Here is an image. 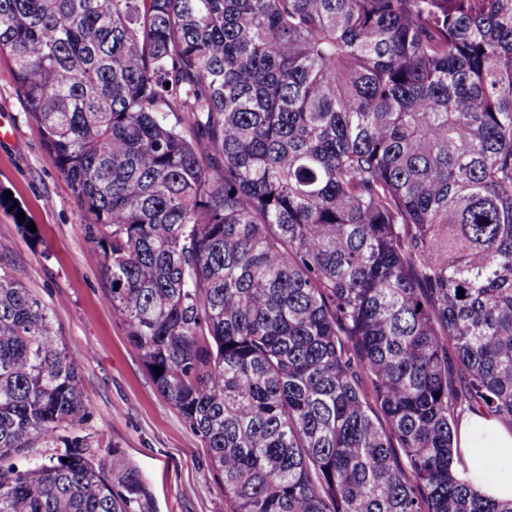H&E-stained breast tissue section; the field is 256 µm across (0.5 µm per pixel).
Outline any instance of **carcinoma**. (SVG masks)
Masks as SVG:
<instances>
[{
    "mask_svg": "<svg viewBox=\"0 0 512 512\" xmlns=\"http://www.w3.org/2000/svg\"><path fill=\"white\" fill-rule=\"evenodd\" d=\"M4 53L233 512H512L452 467L512 425V0H0ZM82 363L0 264V512H152Z\"/></svg>",
    "mask_w": 512,
    "mask_h": 512,
    "instance_id": "carcinoma-1",
    "label": "carcinoma"
}]
</instances>
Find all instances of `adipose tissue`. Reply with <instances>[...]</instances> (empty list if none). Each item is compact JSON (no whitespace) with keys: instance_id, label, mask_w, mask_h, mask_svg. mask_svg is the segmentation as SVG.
I'll return each instance as SVG.
<instances>
[{"instance_id":"1","label":"adipose tissue","mask_w":512,"mask_h":512,"mask_svg":"<svg viewBox=\"0 0 512 512\" xmlns=\"http://www.w3.org/2000/svg\"><path fill=\"white\" fill-rule=\"evenodd\" d=\"M482 435L487 447L496 449L498 454L511 465L486 478L482 455L474 442L475 435ZM454 465L466 469L473 487L479 493L499 499H512V427L498 417L480 412H468L459 422L455 440Z\"/></svg>"}]
</instances>
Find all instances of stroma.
I'll use <instances>...</instances> for the list:
<instances>
[{
    "mask_svg": "<svg viewBox=\"0 0 512 512\" xmlns=\"http://www.w3.org/2000/svg\"><path fill=\"white\" fill-rule=\"evenodd\" d=\"M0 195L33 221L29 235L0 209V263L52 312L62 343L85 353L80 367L89 451L117 447L138 468L154 512H227L224 484L200 435L157 390L120 317L105 299L102 254L42 129L16 91L13 64L0 57Z\"/></svg>",
    "mask_w": 512,
    "mask_h": 512,
    "instance_id": "1",
    "label": "stroma"
}]
</instances>
